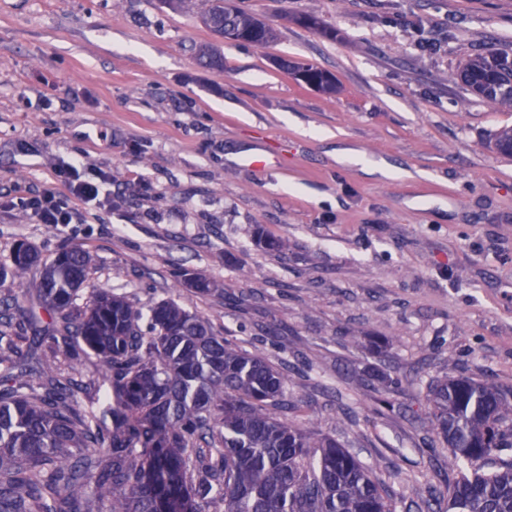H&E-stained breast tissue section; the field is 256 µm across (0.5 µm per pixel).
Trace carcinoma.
I'll list each match as a JSON object with an SVG mask.
<instances>
[{
	"label": "carcinoma",
	"instance_id": "carcinoma-1",
	"mask_svg": "<svg viewBox=\"0 0 512 512\" xmlns=\"http://www.w3.org/2000/svg\"><path fill=\"white\" fill-rule=\"evenodd\" d=\"M217 35L258 47L275 28L224 0L202 15ZM328 93L335 78L302 65ZM480 99L512 107V53L490 50L455 74ZM512 157V127L494 137ZM43 263L37 303L12 330L40 329L47 353L37 377L15 337L0 330V512H395L388 487L336 438L287 418L288 381L263 357L225 342L210 323L172 302L148 314L106 284L90 283L79 247L43 261L16 245L0 282ZM90 289L85 306L80 292ZM103 369L102 381L69 376L75 361ZM426 419L455 461L471 470L434 497L427 512H512V389L468 376L428 387Z\"/></svg>",
	"mask_w": 512,
	"mask_h": 512
}]
</instances>
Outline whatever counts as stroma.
Returning <instances> with one entry per match:
<instances>
[{"label": "stroma", "instance_id": "1", "mask_svg": "<svg viewBox=\"0 0 512 512\" xmlns=\"http://www.w3.org/2000/svg\"><path fill=\"white\" fill-rule=\"evenodd\" d=\"M237 3L277 40L218 37L206 0H0V197L49 189L77 208L62 164L112 176L111 207L83 224L0 209V262L21 241L45 259L80 247L135 306L207 318L281 368L292 418L373 465L403 512L460 476L425 423L429 384L512 387V158L493 149L512 108L454 78L512 52V0ZM204 43L223 70L198 62ZM344 405L354 420H336Z\"/></svg>", "mask_w": 512, "mask_h": 512}]
</instances>
